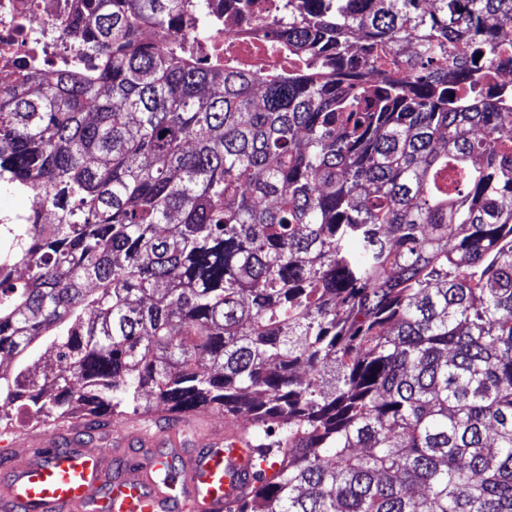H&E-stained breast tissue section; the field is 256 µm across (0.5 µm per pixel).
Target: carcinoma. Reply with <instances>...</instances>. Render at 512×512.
Here are the masks:
<instances>
[{
  "label": "carcinoma",
  "mask_w": 512,
  "mask_h": 512,
  "mask_svg": "<svg viewBox=\"0 0 512 512\" xmlns=\"http://www.w3.org/2000/svg\"><path fill=\"white\" fill-rule=\"evenodd\" d=\"M77 2L0 88V406L245 412L234 512H512V0H276L266 72L254 0ZM267 0H257L262 7L259 15L250 23L240 22L233 15L225 16V42L228 49L239 57L238 51L243 47H264L267 36L272 31L273 13H268ZM240 58V57H239ZM241 59V58H240Z\"/></svg>",
  "instance_id": "carcinoma-1"
}]
</instances>
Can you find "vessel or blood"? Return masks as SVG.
<instances>
[{
    "label": "vessel or blood",
    "mask_w": 512,
    "mask_h": 512,
    "mask_svg": "<svg viewBox=\"0 0 512 512\" xmlns=\"http://www.w3.org/2000/svg\"><path fill=\"white\" fill-rule=\"evenodd\" d=\"M106 455L62 444L59 430L29 434L0 479V512H234L257 485V448L243 424L191 416L165 435L116 433Z\"/></svg>",
    "instance_id": "b4317fda"
}]
</instances>
